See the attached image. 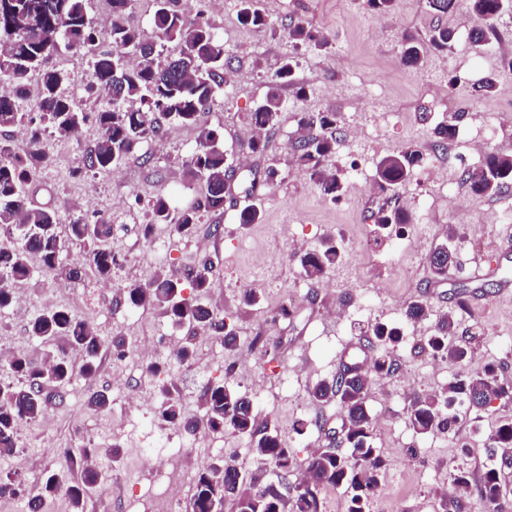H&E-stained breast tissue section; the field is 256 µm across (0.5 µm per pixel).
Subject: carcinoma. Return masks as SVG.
<instances>
[{"label":"carcinoma","instance_id":"obj_1","mask_svg":"<svg viewBox=\"0 0 512 512\" xmlns=\"http://www.w3.org/2000/svg\"><path fill=\"white\" fill-rule=\"evenodd\" d=\"M135 0H111V42L98 43L97 23L89 16L88 0H0V78L8 88L0 90V309L8 307L15 289L30 283L38 267L54 279L79 285L93 278L112 281L122 266L112 248L118 225L101 212L77 215L60 231L58 205L47 200L35 203L31 198L37 174L52 165V157L43 150L47 130L61 140H76L83 126L98 129L97 138L85 146L81 164L73 175L107 172L124 161L139 156L144 142L157 138L164 121L198 129L196 148L182 163L183 179L203 186L201 193L187 206L176 209L166 195L156 194L145 208L144 236L157 224H168L182 236L195 234L204 214L224 211L226 181L238 175L255 194L257 181L238 172L221 145L220 133L201 124V116L215 104L224 86L225 70L231 61L224 58V42L207 19H187L176 9V0H152L153 26L157 39L145 38L133 18ZM469 16L483 21L473 27L469 38L485 45L497 35V20L503 0H466ZM240 23L262 29L267 21L258 8V0H240ZM294 47L327 48V40L318 31L302 23L288 29ZM457 38V31L434 27L426 39H404L401 61L415 68L429 48L446 52ZM63 51L88 56L90 80L86 97L99 102L93 112L79 108L63 90V76L47 66L48 60ZM297 60L286 57L277 69L263 102L248 114L259 135L251 141V150L263 154L284 111L282 90L292 87L296 96L306 95V87L297 82ZM39 73L41 81L35 98H30L29 80ZM465 119L463 112H450L433 129L438 146L446 149L458 135ZM298 126L303 134L291 147V162L303 169L324 198L337 202L344 193V171L329 167L336 154L339 117L335 112L302 113ZM25 128L26 150L15 149L7 133ZM423 152L414 146L383 157L376 167V183L383 191L411 178L422 167ZM462 181L477 197L494 195L512 184V156L491 151L482 161L465 168ZM374 233L403 228L411 216L399 207L381 208L370 214ZM72 246L83 248L82 263L63 261ZM340 256L334 240L300 259L301 274L308 280L322 279ZM430 268L439 280L448 279L456 266V252L446 243L429 256ZM214 276L210 258H198L187 273L194 297L183 296L182 277L158 272L148 281L123 286L124 299L131 309L156 307L176 327L202 330L222 342L227 354L239 348L237 332L216 309L203 303ZM431 304L425 294L411 298L405 309V321L427 319ZM32 336L54 347L41 358L18 352L0 363V374L10 378L0 383V456L17 454L18 431L24 423H34L47 413L51 393L67 385L74 368L69 351L81 352L82 375L88 379L97 373V354L104 345L97 327L86 319H77L64 308H46L29 322ZM366 336L387 348L401 344L399 325L379 321L367 324ZM421 351L456 368L448 386L432 394L415 396L406 409V419L418 435L450 432L459 422L458 407L468 411L486 409L496 400L512 401V386L497 379V366L485 364L481 370L465 369L471 354L466 335L458 334L456 317L443 314ZM398 363L384 352L368 366H344L329 380L308 388L309 398L318 404L336 402L344 415L340 431L331 435L330 444L305 460L304 478L288 482L294 469V455L278 432L258 419L252 400L235 390L229 382L208 383L201 395L204 414L187 413L166 385L160 386L164 399L158 419L186 433L199 429L222 433L231 428L248 439V447L257 468L249 476L224 459L199 473L191 499L192 512H322L321 491L327 486L344 489L345 512H370V503L379 492L385 463L374 446V417L368 398L375 381L393 376ZM512 421L497 426L491 436L490 456L502 452L501 465L512 464ZM276 470V481L265 479L266 466ZM456 495L448 501V512H464L466 499L475 496L491 512H512V501L503 500L499 471L488 467L479 478L459 467L453 473ZM102 472L89 467L80 481L68 490L72 512H84L88 494L100 488Z\"/></svg>","mask_w":512,"mask_h":512}]
</instances>
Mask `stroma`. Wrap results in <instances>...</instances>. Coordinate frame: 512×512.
<instances>
[{
  "instance_id": "obj_1",
  "label": "stroma",
  "mask_w": 512,
  "mask_h": 512,
  "mask_svg": "<svg viewBox=\"0 0 512 512\" xmlns=\"http://www.w3.org/2000/svg\"><path fill=\"white\" fill-rule=\"evenodd\" d=\"M179 7L188 19L201 13L211 21L231 60L226 86L204 122L221 131L225 150L243 171L260 175L273 168L279 173L277 181L255 197L262 208L261 222H238L246 198L237 189L226 199L223 213L202 217L194 237L178 238L165 224L157 225L151 237L142 236L143 201L167 191L179 207L201 191L200 185H187L181 178V163L195 147L198 131L177 124L144 143L149 163L130 159L112 171L81 178L70 172L78 166L84 145L96 138L95 128H85L77 142L46 137L43 147L53 163L37 178L39 200L55 197L66 222L80 213H111L121 226L114 249L133 256L123 281L144 282L159 271L183 273L200 254L212 259L217 273L206 300L235 328L240 348L229 357L220 344L197 340L193 364L172 365L164 383L175 386L184 408L198 415L205 383L223 381L227 365L245 363V375L232 385L253 400L260 419L280 430L293 448L297 479L305 458L327 445L326 429L339 427L343 416L337 405L310 402L308 386L334 375L347 354L371 362L377 349L359 336V324L401 322L407 302L425 294L432 302L429 319L406 325L401 345L391 352L400 363L399 372L378 382L368 399L375 416V444L385 459L384 484L371 510L443 512L457 466L478 474L493 464L489 438L501 422L512 420V402L502 401L467 413L448 434L416 435L405 417L414 394L439 389L455 374L451 366L439 368L430 357L414 355L413 347L430 335L440 315L454 310L455 291L461 286L467 290L469 310L460 326L479 331L471 369L496 363L500 380L512 383V296L502 293L506 277H512V223L492 221L495 213L512 210V188L477 198L460 179L464 163H477L483 151L512 155V71L502 66L503 58L512 56V15L503 14L497 38L479 49L462 33L468 21L465 13L436 16L426 0H397L389 17L365 9L363 0H260L269 20L260 30L240 24L239 0H181ZM292 20L323 33L327 49L294 50L288 38ZM440 23L459 31L451 49L428 53L419 67L403 65V37H425ZM291 53L297 56L296 77L308 95L299 98L292 88L283 89L280 125L267 152L254 156L249 143L255 131L246 116L262 102L282 57ZM50 65L63 74L65 88L80 107L91 109L93 103L83 91L88 77L85 58L62 53ZM452 74L464 76L465 84L449 89ZM491 74L497 78L496 93L473 97L471 83ZM460 109L467 118L454 144L446 151L435 148V122ZM301 112H335L340 117L344 135L336 159L346 168L348 183L339 202L324 199L308 176L290 163L289 147L298 136ZM409 145L423 151V168L392 193H383L375 181L377 161ZM390 197L407 209L412 222L404 235L372 237L367 216ZM280 224L287 225V235L276 233ZM330 236L340 244L342 258L323 287L315 288L302 278L300 258ZM444 242L454 247L457 267L448 280L440 281L430 270L428 256ZM248 288L260 297L252 306L242 298ZM284 305L290 306V316H281ZM51 306L89 318L104 337L126 336L134 347L158 336L175 343L189 334L187 328L171 325L160 309L116 310L97 304L83 286L63 291L58 282L40 276L35 284L18 289L13 306L0 310V353L45 352L46 344L29 336L24 322ZM159 385L151 379L132 380L125 389H116L105 363L93 379L75 377L63 400L50 402L51 425L22 427L20 445L29 451L27 464L16 468L11 458L2 456L0 474L19 472L32 498L42 475L58 470L61 449L93 448L98 468L120 475L128 498L141 505L162 489L152 463L112 461L109 447L116 434H128L137 448L152 433L162 432L156 417L162 401ZM97 390L109 397L102 413L87 406ZM298 419L311 422L305 434L283 429V421ZM173 436V447L182 448L190 464V477L226 455L236 456L242 471L255 468L246 438L233 430L200 439L179 430ZM465 440L471 451L462 458L457 445Z\"/></svg>"
}]
</instances>
